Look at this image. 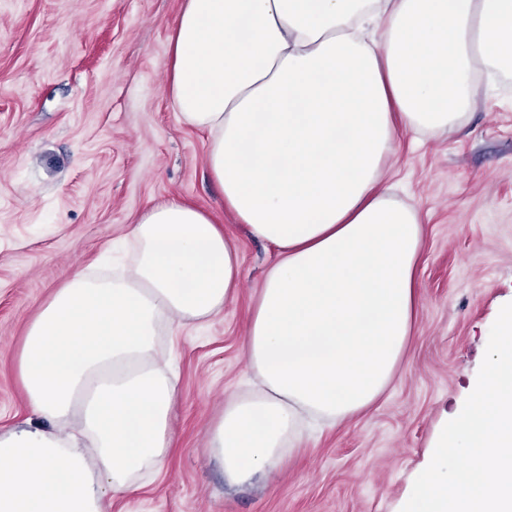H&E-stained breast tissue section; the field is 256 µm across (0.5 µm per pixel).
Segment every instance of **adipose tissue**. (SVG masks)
I'll return each instance as SVG.
<instances>
[{"label": "adipose tissue", "mask_w": 512, "mask_h": 512, "mask_svg": "<svg viewBox=\"0 0 512 512\" xmlns=\"http://www.w3.org/2000/svg\"><path fill=\"white\" fill-rule=\"evenodd\" d=\"M511 74L512 0H183L168 93L225 208L278 255L242 342L256 386L207 429L229 484L282 470L392 386L423 249L418 209L382 182L397 136L460 129ZM123 242L129 264L73 268L26 330L30 415L0 432V512H110L174 444L164 342L235 299L239 255L177 198Z\"/></svg>", "instance_id": "1"}]
</instances>
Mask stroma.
Here are the masks:
<instances>
[{"mask_svg":"<svg viewBox=\"0 0 512 512\" xmlns=\"http://www.w3.org/2000/svg\"><path fill=\"white\" fill-rule=\"evenodd\" d=\"M182 0H0V428L28 416L17 357L70 264L109 270L152 203L212 212L240 252L243 286L206 327L181 330L177 436L162 469L112 512H401L439 424L462 409L490 329L512 302V77L457 132L402 149L385 171L424 228L415 335L394 387L315 434L280 475L228 485L203 452L224 398L245 386L252 292L276 252L221 206L204 136L164 90Z\"/></svg>","mask_w":512,"mask_h":512,"instance_id":"35a3bbf8","label":"stroma"}]
</instances>
